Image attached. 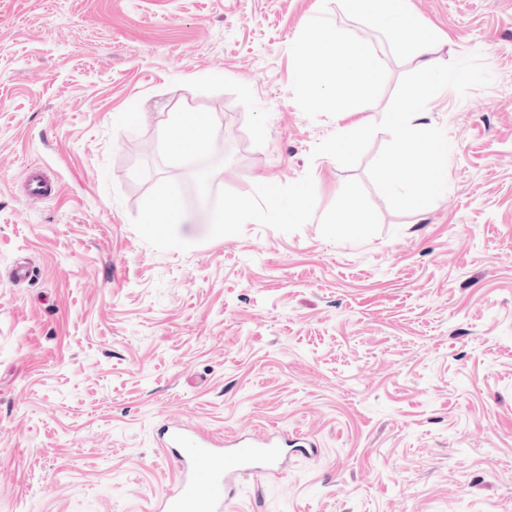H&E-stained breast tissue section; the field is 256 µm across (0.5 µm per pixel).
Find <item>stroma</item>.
<instances>
[{"instance_id":"1","label":"stroma","mask_w":512,"mask_h":512,"mask_svg":"<svg viewBox=\"0 0 512 512\" xmlns=\"http://www.w3.org/2000/svg\"><path fill=\"white\" fill-rule=\"evenodd\" d=\"M408 9L493 80L429 101L448 190L402 214L368 178L386 132L312 154L361 118L297 86L315 12L371 50V121L418 67L343 0H0V512H157L172 421L289 436L227 512H512V0ZM173 112L223 152L173 159ZM202 158L204 207L175 187ZM170 195L179 223H142ZM230 201L247 220L211 223Z\"/></svg>"}]
</instances>
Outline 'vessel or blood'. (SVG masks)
Masks as SVG:
<instances>
[{"label": "vessel or blood", "mask_w": 512, "mask_h": 512, "mask_svg": "<svg viewBox=\"0 0 512 512\" xmlns=\"http://www.w3.org/2000/svg\"><path fill=\"white\" fill-rule=\"evenodd\" d=\"M170 446L183 450L181 478L163 499L161 512H223L229 486L239 477L279 470L281 450L270 437L238 440L221 454L177 425L168 427Z\"/></svg>", "instance_id": "1"}]
</instances>
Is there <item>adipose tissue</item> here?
I'll return each mask as SVG.
<instances>
[{"mask_svg": "<svg viewBox=\"0 0 512 512\" xmlns=\"http://www.w3.org/2000/svg\"><path fill=\"white\" fill-rule=\"evenodd\" d=\"M355 13L370 18L376 26L388 33L394 45L402 51L412 52L422 64L440 73L441 64L430 56L431 42L420 33L405 8L406 0H346ZM297 82L300 88L313 97H320L327 82L326 72L336 62L349 58L350 53L337 36L328 35L326 28L313 27L298 49ZM376 71L366 66L359 75L347 76L343 83L326 97L328 106L359 104L361 111H369ZM211 132L208 118L201 117L192 123L177 121L160 130V137L169 151L184 154L200 150Z\"/></svg>", "mask_w": 512, "mask_h": 512, "instance_id": "obj_1", "label": "adipose tissue"}]
</instances>
